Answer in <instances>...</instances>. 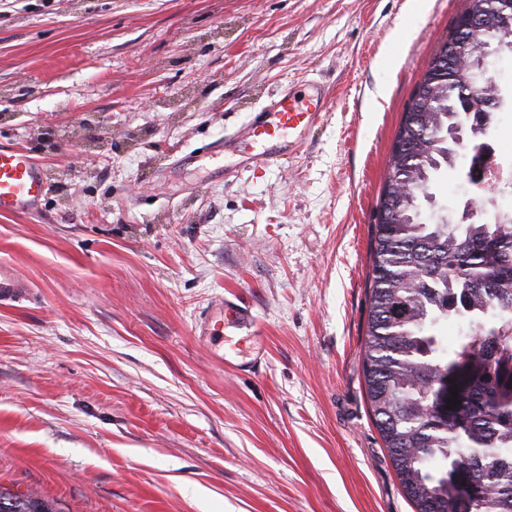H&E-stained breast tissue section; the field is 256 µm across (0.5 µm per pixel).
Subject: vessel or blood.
Returning a JSON list of instances; mask_svg holds the SVG:
<instances>
[{"label": "vessel or blood", "instance_id": "obj_1", "mask_svg": "<svg viewBox=\"0 0 512 512\" xmlns=\"http://www.w3.org/2000/svg\"><path fill=\"white\" fill-rule=\"evenodd\" d=\"M334 105L330 86L310 82L270 97L257 120L247 125L242 136L256 143V150L243 153L238 165L243 169H263L297 155L309 136L320 128ZM50 187L38 163L18 148H0V214H30L36 211ZM29 284L12 264L0 262V304L7 306L26 300ZM256 317L244 304L216 300L197 320L196 335L212 339L222 349L225 363L240 367L259 366L263 353L255 336Z\"/></svg>", "mask_w": 512, "mask_h": 512}]
</instances>
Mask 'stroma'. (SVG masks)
I'll use <instances>...</instances> for the list:
<instances>
[{"label":"stroma","instance_id":"1","mask_svg":"<svg viewBox=\"0 0 512 512\" xmlns=\"http://www.w3.org/2000/svg\"><path fill=\"white\" fill-rule=\"evenodd\" d=\"M461 9L429 0H0V147L50 192L0 215V486L58 512H414L365 398L374 211ZM310 79L339 100L292 160L235 133ZM232 167L224 179L217 166ZM457 221L462 165L435 179ZM257 316L255 371L194 325ZM31 293L29 284L19 271L8 262H0V304L14 305L27 300Z\"/></svg>","mask_w":512,"mask_h":512}]
</instances>
